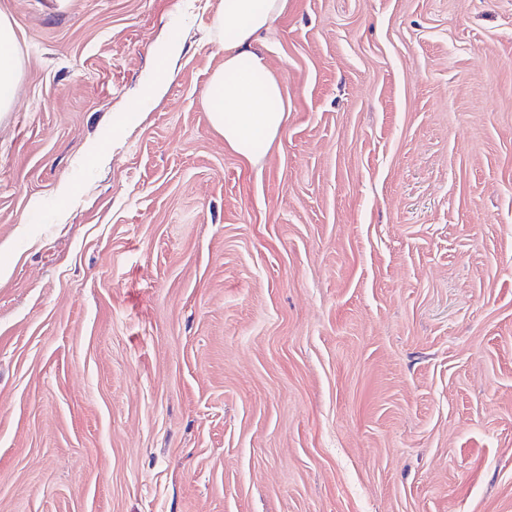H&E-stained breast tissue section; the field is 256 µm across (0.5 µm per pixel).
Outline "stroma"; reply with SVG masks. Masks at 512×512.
Listing matches in <instances>:
<instances>
[{
    "label": "stroma",
    "instance_id": "1",
    "mask_svg": "<svg viewBox=\"0 0 512 512\" xmlns=\"http://www.w3.org/2000/svg\"><path fill=\"white\" fill-rule=\"evenodd\" d=\"M221 4L0 0V512H512V0H288L256 163ZM287 6L288 0H224L214 20L224 43V65L208 85V118L225 143L249 162L268 151L286 120L281 84L265 57L250 46ZM16 33L12 21L0 12V117L10 112L19 80L22 59L15 51Z\"/></svg>",
    "mask_w": 512,
    "mask_h": 512
}]
</instances>
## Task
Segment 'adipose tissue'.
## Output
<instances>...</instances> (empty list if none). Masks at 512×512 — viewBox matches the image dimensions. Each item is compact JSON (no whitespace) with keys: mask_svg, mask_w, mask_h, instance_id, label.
<instances>
[{"mask_svg":"<svg viewBox=\"0 0 512 512\" xmlns=\"http://www.w3.org/2000/svg\"><path fill=\"white\" fill-rule=\"evenodd\" d=\"M288 0H224L214 28L224 43V65L209 82L206 109L214 129L240 157L254 160L274 144L286 120L279 80L263 55L252 51L255 36L281 16ZM10 18L0 13V112H9L22 59Z\"/></svg>","mask_w":512,"mask_h":512,"instance_id":"1","label":"adipose tissue"}]
</instances>
